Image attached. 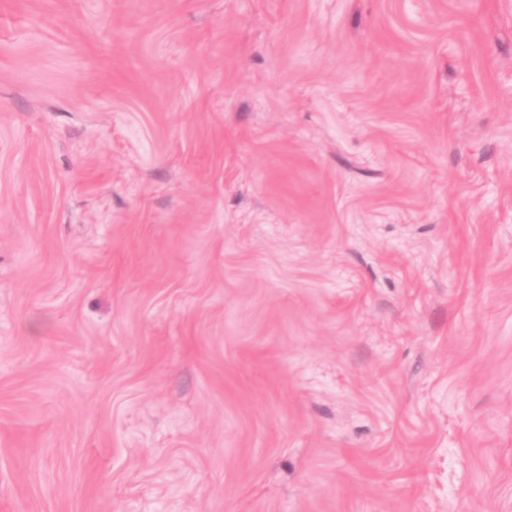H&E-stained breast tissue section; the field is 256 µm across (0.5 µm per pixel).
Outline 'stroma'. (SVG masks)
<instances>
[{"instance_id": "35a3bbf8", "label": "stroma", "mask_w": 512, "mask_h": 512, "mask_svg": "<svg viewBox=\"0 0 512 512\" xmlns=\"http://www.w3.org/2000/svg\"><path fill=\"white\" fill-rule=\"evenodd\" d=\"M0 512H512V0H0Z\"/></svg>"}]
</instances>
